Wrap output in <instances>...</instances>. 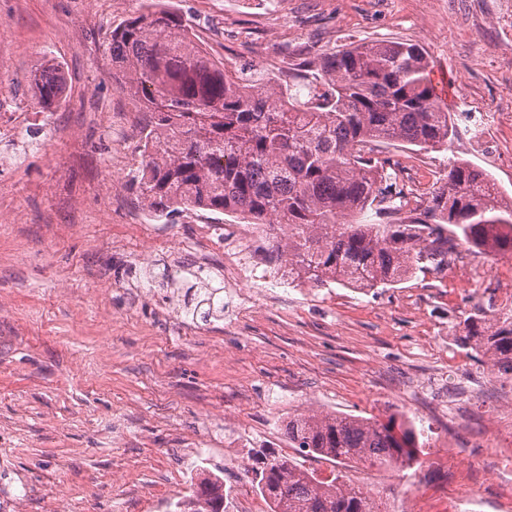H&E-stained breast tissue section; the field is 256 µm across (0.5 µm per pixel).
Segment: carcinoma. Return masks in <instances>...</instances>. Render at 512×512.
Returning <instances> with one entry per match:
<instances>
[{
	"label": "carcinoma",
	"instance_id": "obj_1",
	"mask_svg": "<svg viewBox=\"0 0 512 512\" xmlns=\"http://www.w3.org/2000/svg\"><path fill=\"white\" fill-rule=\"evenodd\" d=\"M108 49L122 90L142 102V160L130 189L155 219L203 210L286 224L288 242L272 252L288 259L295 281L317 288L395 285L423 264L447 265L461 244L512 256V198L487 172L456 162L428 205L410 208L368 147L393 141L427 151L454 138L420 45L350 44L304 61L286 89L256 86L195 44L174 6L143 0L138 15L112 31ZM27 81L44 110L65 98L67 78L54 62ZM375 204L394 221L364 223ZM195 278L190 312L205 322L224 316V289L201 271ZM460 340L512 380V309L470 315ZM286 432L302 457L343 467L420 466L408 419L398 435L392 419L305 411L288 417ZM252 474L267 512H383L370 490L340 473L321 480L286 456L261 454ZM231 505L224 478L211 475L176 508L230 512Z\"/></svg>",
	"mask_w": 512,
	"mask_h": 512
}]
</instances>
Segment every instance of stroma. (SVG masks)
Instances as JSON below:
<instances>
[{
  "label": "stroma",
  "instance_id": "stroma-1",
  "mask_svg": "<svg viewBox=\"0 0 512 512\" xmlns=\"http://www.w3.org/2000/svg\"><path fill=\"white\" fill-rule=\"evenodd\" d=\"M194 39L257 83L351 42L408 41L448 80L449 112L491 113L493 154L378 143L412 206L426 205L451 161L491 175L512 197V42L500 38V0H174ZM141 0H0V119L35 112L45 146L0 176V512H174L198 473L221 476L237 507L266 512L250 467L264 450L294 456L285 426L317 410L408 416L420 461L463 451L467 485L355 466L345 476L388 512H512V472L497 480L502 432L512 427V381L458 342L463 321L492 311L512 286V257L461 249L443 269L365 292L336 284L257 289L253 307L221 319L179 320L166 289L140 299L145 269H197L190 214L154 226L119 161L138 145L137 99L112 76L104 46ZM68 79L59 108L41 110L25 78L45 61ZM111 113L104 128L100 113ZM133 242L113 245L121 225Z\"/></svg>",
  "mask_w": 512,
  "mask_h": 512
}]
</instances>
